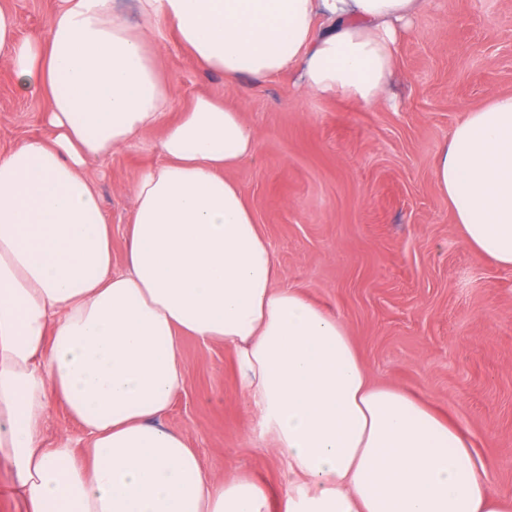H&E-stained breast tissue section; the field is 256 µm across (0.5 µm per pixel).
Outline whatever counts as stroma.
Wrapping results in <instances>:
<instances>
[{"mask_svg": "<svg viewBox=\"0 0 512 512\" xmlns=\"http://www.w3.org/2000/svg\"><path fill=\"white\" fill-rule=\"evenodd\" d=\"M25 39L59 0H0ZM174 96L142 142L90 162L123 267L135 176L151 144L195 98L243 108L256 153L228 175L278 264L276 284L339 317L370 375L429 400L470 439L496 486L512 490V270L465 242L434 178L468 110L512 93V0H429L402 40L386 103L303 94L298 76L229 80L200 67L165 29L156 58ZM44 98L19 94L0 59V151L44 134ZM184 392L163 418L215 473L238 468L281 494L285 476L253 430L229 346L183 340Z\"/></svg>", "mask_w": 512, "mask_h": 512, "instance_id": "1", "label": "stroma"}]
</instances>
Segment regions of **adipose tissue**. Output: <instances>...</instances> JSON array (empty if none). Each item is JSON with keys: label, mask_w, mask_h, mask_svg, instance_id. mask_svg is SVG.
<instances>
[{"label": "adipose tissue", "mask_w": 512, "mask_h": 512, "mask_svg": "<svg viewBox=\"0 0 512 512\" xmlns=\"http://www.w3.org/2000/svg\"><path fill=\"white\" fill-rule=\"evenodd\" d=\"M426 0H61L45 37L0 9V57L48 103L47 134L0 153V464L26 512H512L469 438L425 401L372 381L344 322L275 285L276 260L229 169L254 156L241 109L201 96L131 185L125 263L88 160L151 132L172 99L155 58L170 26L234 79L302 67L319 98L382 102ZM435 181L465 240L512 270V94L468 111ZM229 345L255 430L288 483L210 472L162 421L186 385L180 339ZM56 400L86 461L41 433Z\"/></svg>", "instance_id": "ef3b65f1"}]
</instances>
